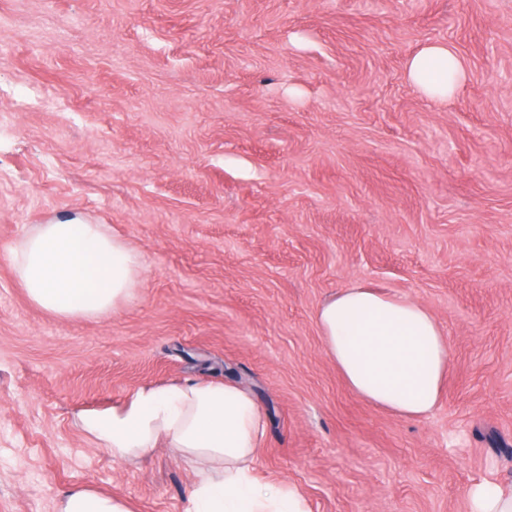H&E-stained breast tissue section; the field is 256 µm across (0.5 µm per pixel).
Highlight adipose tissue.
<instances>
[{"instance_id": "obj_1", "label": "adipose tissue", "mask_w": 512, "mask_h": 512, "mask_svg": "<svg viewBox=\"0 0 512 512\" xmlns=\"http://www.w3.org/2000/svg\"><path fill=\"white\" fill-rule=\"evenodd\" d=\"M408 80L429 99H450L466 78L445 43L406 63ZM14 279L50 315L98 318L130 301L144 272L141 254L88 221L38 225L6 246ZM327 357L356 395L405 419L437 409L448 368V342L436 318L404 294L355 285L328 296L316 312ZM82 431L113 458L136 460L165 443L191 469L190 512H310L294 484L260 482L265 436L261 407L221 381L147 385L119 406L79 417ZM468 512H512V483L490 475L471 482ZM60 512H132L127 499L89 486L69 489Z\"/></svg>"}]
</instances>
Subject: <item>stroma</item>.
Masks as SVG:
<instances>
[{"instance_id":"obj_1","label":"stroma","mask_w":512,"mask_h":512,"mask_svg":"<svg viewBox=\"0 0 512 512\" xmlns=\"http://www.w3.org/2000/svg\"><path fill=\"white\" fill-rule=\"evenodd\" d=\"M446 42L445 103L406 78ZM0 246L109 225L144 259L100 319L33 305L0 255V512L91 486L187 512L165 445L118 461L77 425L167 382L233 380L263 408L266 480L312 512H467L512 480V0H0ZM361 284L448 339L439 407L351 392L315 323ZM468 512H511L512 483L490 475L471 482L466 491Z\"/></svg>"}]
</instances>
